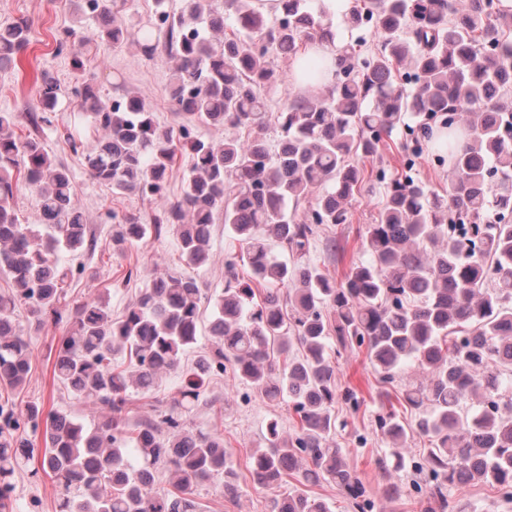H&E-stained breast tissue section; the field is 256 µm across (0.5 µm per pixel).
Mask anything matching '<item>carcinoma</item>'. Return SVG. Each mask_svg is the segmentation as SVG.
<instances>
[{
    "label": "carcinoma",
    "instance_id": "cac0c4a2",
    "mask_svg": "<svg viewBox=\"0 0 512 512\" xmlns=\"http://www.w3.org/2000/svg\"><path fill=\"white\" fill-rule=\"evenodd\" d=\"M280 2L271 19L251 0H224L222 12L188 0L178 14L167 10L166 0H155L151 25L134 40L99 0H86L99 11L97 30L85 36L69 28L56 37V53L71 56L79 73L74 96L106 132L83 151L94 179L121 193L161 196L174 140L190 155L184 195L148 222L125 218L113 243L159 235L168 224L186 266L194 268L208 260L211 226L222 219L245 245L241 261L250 278H239L237 262L225 260L224 289L209 323L215 346L187 365L183 356L197 342L205 295L191 273L159 276L119 319L99 297L77 304L74 329L56 350L53 378L88 399L105 420L90 429L51 412L38 448L17 435L28 422L12 405L0 404V503L9 498L15 472L28 467L53 474L63 488L56 512H197L195 490L221 474L224 496L235 497L224 436L188 432L178 419L179 409L199 400L211 371L228 366L262 398L288 401L298 418L291 436L272 423L267 447L251 454L250 473L260 487L290 471L299 476L300 486L272 499L268 512H330L305 490L321 479L335 483L355 512H370L365 485L333 445L339 394L326 353L332 334L338 351L366 347L386 383L407 363L424 375L403 396L419 410L415 432L430 442L414 485L424 512H458L447 488L475 481L512 501V417L502 413L512 400L501 394L503 372L512 371V13L496 0H366L345 22L351 29L373 24L380 51L364 56L352 46L336 48L333 87L292 93L271 116L265 92L284 78L267 60L269 51L289 58L308 42L335 37L311 0ZM226 11L240 32L226 35ZM155 35L174 58L170 95L177 110L216 128L249 126L253 137L204 140L189 125L175 136L138 94L102 98L83 54L72 52L77 42L128 44L149 56ZM28 44L26 20L0 23V69L15 65ZM37 82L30 116L48 123L61 83L48 72ZM409 112L424 125L440 117L468 133L452 154L448 191L432 193L404 174L390 179L376 223L365 228L370 260L354 264L338 282L306 260L312 241L320 225L348 222L349 205L366 184L355 157L377 154L383 136ZM272 123L279 129L274 154L264 135ZM15 125L13 113H0V273L14 285L12 294L0 295V386L10 389L23 386L30 367L29 339L14 321L17 306H26L39 327L59 324L72 270L58 253L87 244L67 170L39 138L17 137ZM24 185L37 193L38 229L22 223L15 208ZM301 204L306 219L297 223L288 206ZM270 239L292 260L273 255ZM261 284L267 289L257 301ZM277 354L288 363L275 367ZM119 355L136 370L112 367ZM161 372L183 378L174 406L157 405V419L127 435L132 393L151 391ZM378 430L391 443L378 465L385 496L394 500L404 487L393 480L389 461L412 449L395 411L379 418ZM161 466L168 468L169 487L141 488L144 476H157ZM72 487L83 492L81 499L68 495Z\"/></svg>",
    "mask_w": 512,
    "mask_h": 512
}]
</instances>
